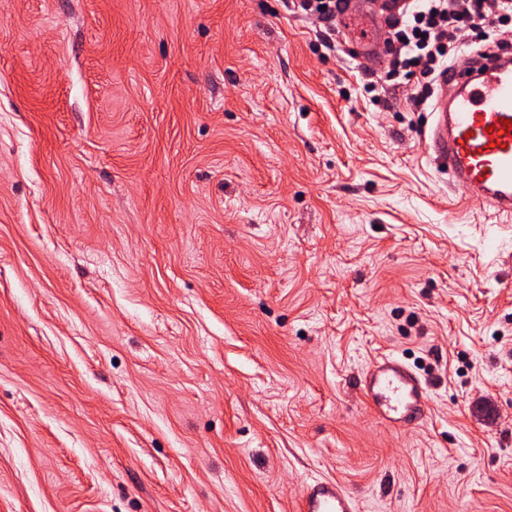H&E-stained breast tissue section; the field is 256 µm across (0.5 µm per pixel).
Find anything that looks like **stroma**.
Returning a JSON list of instances; mask_svg holds the SVG:
<instances>
[{"instance_id":"stroma-1","label":"stroma","mask_w":512,"mask_h":512,"mask_svg":"<svg viewBox=\"0 0 512 512\" xmlns=\"http://www.w3.org/2000/svg\"><path fill=\"white\" fill-rule=\"evenodd\" d=\"M388 66L292 0H0V512H512V219ZM359 387L370 409L387 425H417L425 418L426 385L416 371L395 358H376L360 376ZM298 511L356 512L355 499L334 479H314L307 484Z\"/></svg>"}]
</instances>
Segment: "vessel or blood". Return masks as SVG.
Here are the masks:
<instances>
[{
    "instance_id": "obj_1",
    "label": "vessel or blood",
    "mask_w": 512,
    "mask_h": 512,
    "mask_svg": "<svg viewBox=\"0 0 512 512\" xmlns=\"http://www.w3.org/2000/svg\"><path fill=\"white\" fill-rule=\"evenodd\" d=\"M348 55L369 57L378 38L375 22L346 13L339 20ZM448 89L438 99L423 128L426 150L448 177L463 189L479 210L512 217V133L496 130L500 120L512 121V44L472 56L469 65L440 78ZM360 390L374 414L400 428L421 423L426 414L427 388L411 367L382 356L359 378ZM299 512H356L354 497L336 480L319 478L307 484Z\"/></svg>"
}]
</instances>
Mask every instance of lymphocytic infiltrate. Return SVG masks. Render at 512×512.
<instances>
[{
	"instance_id": "lymphocytic-infiltrate-1",
	"label": "lymphocytic infiltrate",
	"mask_w": 512,
	"mask_h": 512,
	"mask_svg": "<svg viewBox=\"0 0 512 512\" xmlns=\"http://www.w3.org/2000/svg\"><path fill=\"white\" fill-rule=\"evenodd\" d=\"M512 38V0H411L391 24L388 44L399 55L389 78H418L416 104H423L443 69L465 47L499 45Z\"/></svg>"
}]
</instances>
